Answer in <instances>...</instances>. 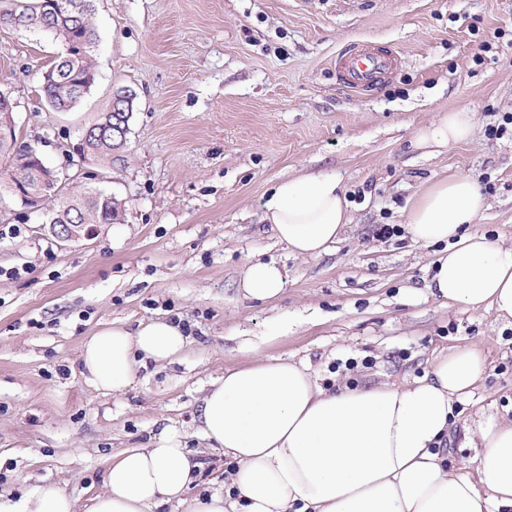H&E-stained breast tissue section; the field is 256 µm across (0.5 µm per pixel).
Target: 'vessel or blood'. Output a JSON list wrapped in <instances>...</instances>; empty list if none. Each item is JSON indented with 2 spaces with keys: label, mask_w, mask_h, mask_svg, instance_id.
Masks as SVG:
<instances>
[{
  "label": "vessel or blood",
  "mask_w": 512,
  "mask_h": 512,
  "mask_svg": "<svg viewBox=\"0 0 512 512\" xmlns=\"http://www.w3.org/2000/svg\"><path fill=\"white\" fill-rule=\"evenodd\" d=\"M400 54L394 49L379 50L366 42H353L336 56L339 79L357 92H369L380 86L397 69Z\"/></svg>",
  "instance_id": "obj_1"
}]
</instances>
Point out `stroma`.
Listing matches in <instances>:
<instances>
[{"instance_id":"stroma-1","label":"stroma","mask_w":512,"mask_h":512,"mask_svg":"<svg viewBox=\"0 0 512 512\" xmlns=\"http://www.w3.org/2000/svg\"><path fill=\"white\" fill-rule=\"evenodd\" d=\"M93 23L97 80L67 112L48 109L40 83L58 44L0 26L17 138L50 165L115 93L135 96L112 166L84 178L121 199L122 223L64 245L46 211L0 204V494L40 486L87 501L112 453L166 424L191 433L202 486L223 481V450L193 436L201 392L257 357L307 362L323 384H399L477 346L483 382L447 443L470 472L468 430L512 418V323L430 295L439 248L412 243L403 209L438 178L469 175L489 207L468 232L512 239V126L488 134L512 114V0H94ZM355 40L402 55L365 95L334 67ZM462 109L474 114L469 141L412 147L437 113ZM319 172L340 177L352 222L329 252L302 258L262 223L263 203L280 179ZM384 224L394 234L377 236ZM256 259L288 271L272 301L239 291ZM155 318L191 336L183 361L139 369L119 397L94 391L82 340Z\"/></svg>"}]
</instances>
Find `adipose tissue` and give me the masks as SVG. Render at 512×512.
<instances>
[{
  "label": "adipose tissue",
  "instance_id": "adipose-tissue-1",
  "mask_svg": "<svg viewBox=\"0 0 512 512\" xmlns=\"http://www.w3.org/2000/svg\"><path fill=\"white\" fill-rule=\"evenodd\" d=\"M474 116L440 113L420 128V148L468 140ZM479 182L441 178L405 209L414 243L443 244L431 295L470 311L512 320V245L466 232L486 209ZM262 218L294 255L325 253L351 224L350 206L333 173L280 180ZM285 268L255 262L240 287L256 301L276 298ZM190 343L180 323L163 319L136 330L112 324L82 343L80 371L95 391L118 395L148 363L177 360ZM485 370L475 347L438 356L429 375L395 385H321L302 363L267 360L226 371L202 398L199 435L233 464L223 482L191 512H512V420L478 422L467 434L474 475L448 465L441 443L459 403ZM186 433L167 425L140 448L108 459L101 492L79 504L63 491L31 489L0 512H159L184 504L202 464Z\"/></svg>",
  "mask_w": 512,
  "mask_h": 512
}]
</instances>
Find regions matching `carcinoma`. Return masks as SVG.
Returning <instances> with one entry per match:
<instances>
[{
    "instance_id": "carcinoma-1",
    "label": "carcinoma",
    "mask_w": 512,
    "mask_h": 512,
    "mask_svg": "<svg viewBox=\"0 0 512 512\" xmlns=\"http://www.w3.org/2000/svg\"><path fill=\"white\" fill-rule=\"evenodd\" d=\"M62 0H0V25L18 30H40L51 34L60 46L57 58L49 67V75L42 79V89L49 109L64 112L72 109L83 88L96 80L95 51L97 30L92 22L94 0H74L76 9L64 11ZM115 105L108 107L100 118L86 128L87 149L102 166H112V122L119 118L130 122L134 98L116 94ZM0 159L8 162V169L0 176V202L6 198L9 185H18L41 198V207L48 210L49 220L56 224H118L123 211L120 201L112 200L103 191L88 187L63 197L62 190H46L42 178L46 162L33 146L13 138L0 141Z\"/></svg>"
}]
</instances>
